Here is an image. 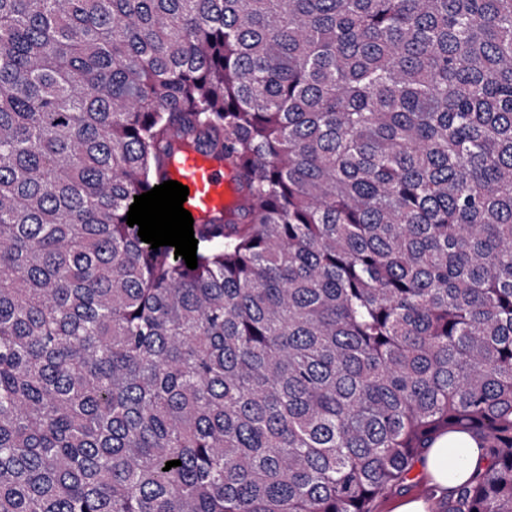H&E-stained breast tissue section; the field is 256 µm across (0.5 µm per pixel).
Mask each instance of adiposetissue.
Masks as SVG:
<instances>
[{
	"label": "adipose tissue",
	"instance_id": "adipose-tissue-1",
	"mask_svg": "<svg viewBox=\"0 0 512 512\" xmlns=\"http://www.w3.org/2000/svg\"><path fill=\"white\" fill-rule=\"evenodd\" d=\"M480 461L475 443L467 436L457 434L437 440L421 466L431 477L438 495L446 496L468 478Z\"/></svg>",
	"mask_w": 512,
	"mask_h": 512
}]
</instances>
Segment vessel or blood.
Listing matches in <instances>:
<instances>
[{
    "mask_svg": "<svg viewBox=\"0 0 512 512\" xmlns=\"http://www.w3.org/2000/svg\"><path fill=\"white\" fill-rule=\"evenodd\" d=\"M165 177L188 187L189 195L183 207L195 223L223 219L237 202L232 171L222 161L196 149L183 147L176 151Z\"/></svg>",
    "mask_w": 512,
    "mask_h": 512,
    "instance_id": "b4317fda",
    "label": "vessel or blood"
}]
</instances>
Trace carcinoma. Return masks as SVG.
I'll use <instances>...</instances> for the list:
<instances>
[{"label": "carcinoma", "instance_id": "carcinoma-1", "mask_svg": "<svg viewBox=\"0 0 512 512\" xmlns=\"http://www.w3.org/2000/svg\"><path fill=\"white\" fill-rule=\"evenodd\" d=\"M454 432L512 512V0H0V512H376ZM167 180L189 188L183 208L191 213L194 224L222 221L236 205L238 195L232 171L223 161L194 148L183 147L175 152L161 179L162 183Z\"/></svg>", "mask_w": 512, "mask_h": 512}]
</instances>
